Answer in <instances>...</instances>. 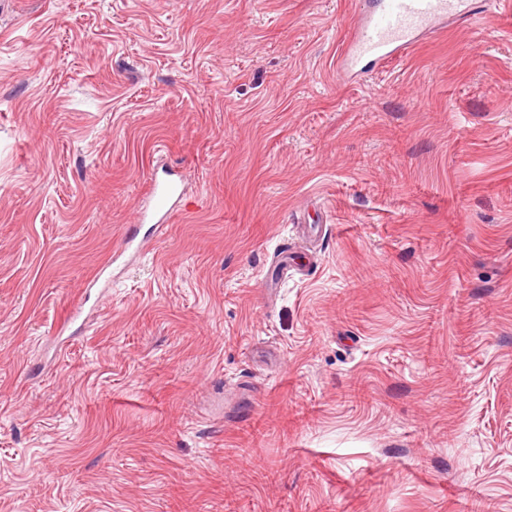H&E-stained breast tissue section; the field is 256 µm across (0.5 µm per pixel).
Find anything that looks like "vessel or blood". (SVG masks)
<instances>
[{
  "instance_id": "1",
  "label": "vessel or blood",
  "mask_w": 512,
  "mask_h": 512,
  "mask_svg": "<svg viewBox=\"0 0 512 512\" xmlns=\"http://www.w3.org/2000/svg\"><path fill=\"white\" fill-rule=\"evenodd\" d=\"M474 0H366L361 18L339 57L343 75L379 71L408 50L429 26L451 16L473 15ZM151 209L140 210L138 223L129 225L125 246L138 238L141 223L156 218L165 223L173 209L184 206L186 194L174 178L152 180Z\"/></svg>"
}]
</instances>
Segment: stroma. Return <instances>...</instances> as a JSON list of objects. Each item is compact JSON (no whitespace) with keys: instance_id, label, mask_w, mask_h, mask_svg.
Masks as SVG:
<instances>
[{"instance_id":"35a3bbf8","label":"stroma","mask_w":512,"mask_h":512,"mask_svg":"<svg viewBox=\"0 0 512 512\" xmlns=\"http://www.w3.org/2000/svg\"><path fill=\"white\" fill-rule=\"evenodd\" d=\"M361 7L0 0V512H512V17ZM339 57L340 72L379 71L408 50L429 26L474 14V0H368ZM168 174L167 179L158 180L156 177H151L150 183V200L152 202L151 217L157 218L156 223L153 224L154 229H159L168 219L174 207L181 208L185 205L186 193L181 187L180 183ZM139 224H130L128 226L124 248L122 254L128 250L138 238V230L140 224H145L149 218L148 209H140Z\"/></svg>"}]
</instances>
